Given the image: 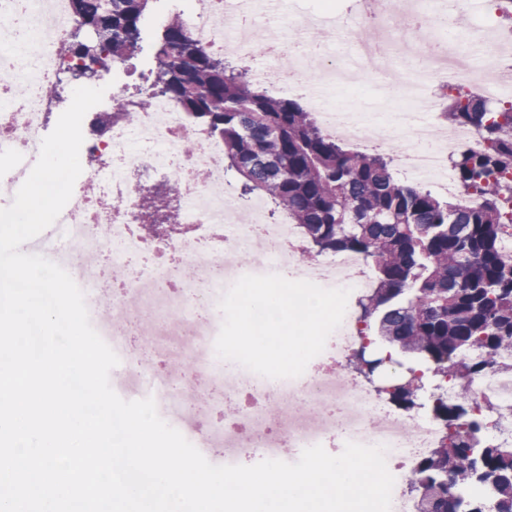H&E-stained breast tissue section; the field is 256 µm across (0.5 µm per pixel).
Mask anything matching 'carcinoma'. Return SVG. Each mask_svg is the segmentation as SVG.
Segmentation results:
<instances>
[{
    "label": "carcinoma",
    "instance_id": "cac0c4a2",
    "mask_svg": "<svg viewBox=\"0 0 512 512\" xmlns=\"http://www.w3.org/2000/svg\"><path fill=\"white\" fill-rule=\"evenodd\" d=\"M86 27L98 30L95 51L67 42L66 52L90 67L94 52L127 64L140 52V22L150 0H71ZM149 95L113 100L112 121L136 118L150 97L175 100L193 125L224 145V169L242 177L241 197L261 198L288 216L313 254L352 253L373 263L376 286L358 302L371 344L358 370L372 374L367 354L381 336L416 364L411 382L385 387L389 400L417 406L426 391L422 373L440 380L474 379L512 366V260L502 257L503 226L512 224V103L495 107L478 94L450 96L441 117L481 133V156L460 151L452 169L462 197L442 203L430 192L396 179L391 160L353 152L326 136L289 98L257 89L224 54L201 48L182 17L169 21L155 46L154 66L140 74ZM474 197L477 204L466 199ZM150 235L157 225L176 235L174 214L150 203ZM428 401L446 430L449 450L423 458L407 484L420 496L419 512H483L471 488L492 494L495 512H512V447L484 445L478 434L493 405L437 392Z\"/></svg>",
    "mask_w": 512,
    "mask_h": 512
}]
</instances>
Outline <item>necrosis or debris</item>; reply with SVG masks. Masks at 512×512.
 I'll use <instances>...</instances> for the list:
<instances>
[{"label": "necrosis or debris", "instance_id": "1", "mask_svg": "<svg viewBox=\"0 0 512 512\" xmlns=\"http://www.w3.org/2000/svg\"><path fill=\"white\" fill-rule=\"evenodd\" d=\"M422 4L357 0L354 14L342 18L333 0H315L314 12L360 44L364 68L391 72L389 93L394 98L440 73L448 91L476 93L493 103L512 100V30L483 35L485 24L499 11V0H483L481 17L467 27L458 24L466 0H446L428 14ZM423 14L428 17L424 40L391 36L392 26L413 23ZM274 18L296 30L298 41L270 35L268 24ZM77 24L71 0H0V155L10 160L0 170V205L12 203L38 159L44 117L60 100V75L71 63L57 45ZM185 24L203 48L236 56L255 57L262 48L255 39L265 37V45L288 57L289 65L271 77L254 71L253 80L300 93L317 112L324 132L336 139L395 149L408 180L436 183L455 194V177L447 168L449 149L460 145L479 154L486 148L483 137L466 127L448 129L434 139L435 100L424 111L407 114L400 149L377 120L325 105L336 59L308 53L313 23L292 12L288 0H192ZM88 149L98 163L82 178L94 193L74 192L57 229L28 241L26 250L62 266L82 289L90 321L118 355L128 390L153 397L159 415L205 458L220 452L228 464L293 462L315 444L334 455L349 441L385 447L395 478L391 512H418L416 498L404 485L413 467L436 447L442 426L427 409L400 413L377 391L336 375V365L363 341L355 305H348L324 351L299 377H263L236 362L221 361L215 353L223 320L219 300L241 276L276 273L324 288L347 287L356 298L371 286L366 259L354 254L304 259L295 227L267 223L265 207L256 201L249 206V221H231L239 205L224 187V150L206 131L190 125L171 99L153 98L135 121L113 123L106 137ZM142 171L168 182L169 206L182 215L190 235H140L146 192L138 178ZM244 246L254 251L247 267L236 262ZM133 263L138 272L120 283L116 298L129 326L154 323L145 353L137 356L126 347L125 331L112 330L98 317L106 272ZM187 362L197 368V378L181 374ZM202 379L223 384L225 396L238 403L237 418L224 427L212 426L210 415L195 407ZM469 385L475 402L512 407V371H490Z\"/></svg>", "mask_w": 512, "mask_h": 512}]
</instances>
